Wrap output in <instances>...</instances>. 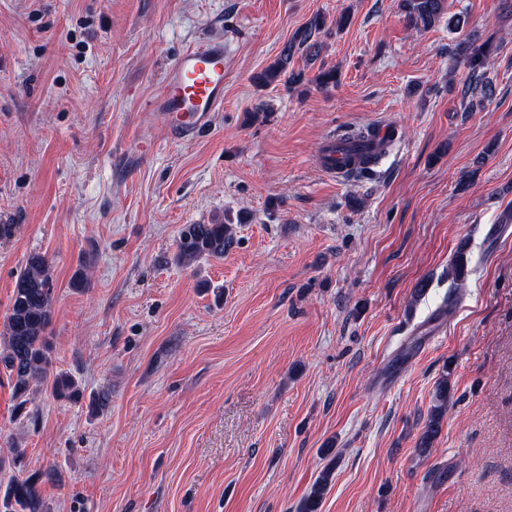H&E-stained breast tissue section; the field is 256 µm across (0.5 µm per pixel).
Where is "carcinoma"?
Masks as SVG:
<instances>
[{
  "instance_id": "obj_1",
  "label": "carcinoma",
  "mask_w": 512,
  "mask_h": 512,
  "mask_svg": "<svg viewBox=\"0 0 512 512\" xmlns=\"http://www.w3.org/2000/svg\"><path fill=\"white\" fill-rule=\"evenodd\" d=\"M404 8L413 26L427 29L439 22L446 13L447 0H404ZM324 28V19L317 16L300 30L280 57L265 69L263 84L270 86L279 82L287 72L294 45L314 47L313 36ZM491 50L492 45L488 42L480 45L460 43L455 47V51L465 57L469 69L468 93H492L485 81V68ZM234 242L232 225L222 220L210 224H188L180 233L175 260L179 264L189 265L201 259L220 258ZM54 288L48 259L39 254L30 256L15 281L11 306L0 332V369L8 374L20 409L25 407L28 396L36 387L49 381L56 396L71 400L81 398L74 380L67 375L53 373L52 369L50 327ZM450 398V384L445 373L435 387L433 404L419 447L428 448L434 442ZM335 466L336 459L333 458L321 470L309 495L299 505L298 512H318L332 482ZM0 512H48L46 501L38 488V478L31 475L12 479L0 500Z\"/></svg>"
}]
</instances>
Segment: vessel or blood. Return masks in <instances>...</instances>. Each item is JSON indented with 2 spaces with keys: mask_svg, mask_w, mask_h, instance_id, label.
<instances>
[{
  "mask_svg": "<svg viewBox=\"0 0 512 512\" xmlns=\"http://www.w3.org/2000/svg\"><path fill=\"white\" fill-rule=\"evenodd\" d=\"M224 39L214 36L187 49L168 67L163 88L152 106L161 113L171 134L184 138L209 128L213 115L224 108ZM371 137L358 140L343 132L330 133L317 164L329 175H342L360 157L388 149L395 130L386 124L371 128Z\"/></svg>",
  "mask_w": 512,
  "mask_h": 512,
  "instance_id": "obj_1",
  "label": "vessel or blood"
}]
</instances>
